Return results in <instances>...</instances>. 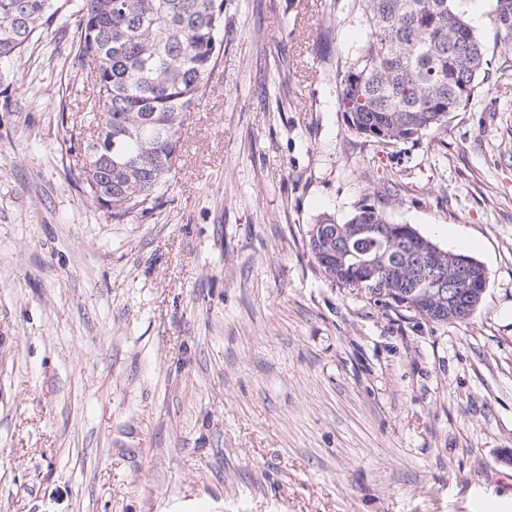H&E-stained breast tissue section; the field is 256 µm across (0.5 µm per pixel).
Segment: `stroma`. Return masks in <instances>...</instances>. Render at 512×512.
I'll use <instances>...</instances> for the list:
<instances>
[{"label":"stroma","instance_id":"stroma-1","mask_svg":"<svg viewBox=\"0 0 512 512\" xmlns=\"http://www.w3.org/2000/svg\"><path fill=\"white\" fill-rule=\"evenodd\" d=\"M163 205L84 192L73 25L0 60V512H512V78L379 147L336 108L350 0H224ZM383 207L487 286L433 322L333 284Z\"/></svg>","mask_w":512,"mask_h":512}]
</instances>
